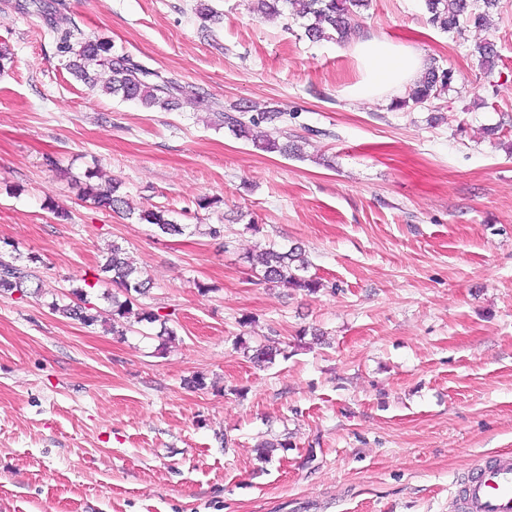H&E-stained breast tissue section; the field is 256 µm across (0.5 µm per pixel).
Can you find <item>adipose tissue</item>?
<instances>
[{
    "instance_id": "1",
    "label": "adipose tissue",
    "mask_w": 512,
    "mask_h": 512,
    "mask_svg": "<svg viewBox=\"0 0 512 512\" xmlns=\"http://www.w3.org/2000/svg\"><path fill=\"white\" fill-rule=\"evenodd\" d=\"M352 53L358 62L359 77L344 92L356 101L374 102L390 89L412 85L424 69L417 53L383 36L356 41Z\"/></svg>"
}]
</instances>
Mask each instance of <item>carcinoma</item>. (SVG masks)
Instances as JSON below:
<instances>
[{"mask_svg": "<svg viewBox=\"0 0 512 512\" xmlns=\"http://www.w3.org/2000/svg\"><path fill=\"white\" fill-rule=\"evenodd\" d=\"M479 1L483 5H477ZM252 3L253 12L261 17L287 12L307 19L305 33L313 42H343L358 24L360 10L368 5V0H252ZM496 3L497 0H425V7L429 13V24L450 33L461 31L464 24L478 28L485 26L487 14L481 7L490 8ZM45 24L57 55L75 56L69 62L70 73L90 87H97L105 94L139 103L148 109L167 110L176 100L189 106L197 102L199 93L193 86L183 84L146 63L135 61L127 54L112 51V44L108 41L87 36L72 19L64 0H54V12L45 18ZM92 65L97 66V72L93 74L88 70ZM453 77L450 69L428 66L418 83L406 90L405 96L398 100L397 106L421 107L432 103L447 91ZM251 111L253 107L249 105L226 108L218 102L214 115L217 125L228 128L236 136L251 140L259 150L290 151V144L281 142V139L288 138V132L284 129L274 127L259 134L254 133V129L262 123H272L282 118V112L263 110L253 115ZM87 179L89 182L83 189L84 199L102 210L131 213L127 209L126 199L117 194V186L112 179L102 178L97 170L88 172ZM139 220L171 236L183 235L189 229V225L178 223L171 211L161 207L141 211ZM246 259L260 281L267 285H281L309 293L316 292L321 286L317 278L309 275L311 263L305 251L298 246L284 249L270 243L258 247ZM102 272L111 274L110 281L117 287V291L110 296L111 318L103 317L88 301L89 291L96 288L94 283L73 289L74 301L68 304L53 301L49 309L88 327L99 322L108 324L114 335L123 336L125 331L143 322L160 323L161 336L174 335L173 329L167 327L166 321L158 313L138 303V297L150 288L151 280L126 256L125 249L112 244ZM33 278L31 267L21 263L20 258L12 256L6 259L0 255V295H39L41 285L33 284ZM278 352L280 349L273 345H259L253 349L251 360L258 365L270 363Z\"/></svg>", "mask_w": 512, "mask_h": 512, "instance_id": "obj_1", "label": "carcinoma"}]
</instances>
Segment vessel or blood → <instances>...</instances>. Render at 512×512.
<instances>
[{
	"label": "vessel or blood",
	"mask_w": 512,
	"mask_h": 512,
	"mask_svg": "<svg viewBox=\"0 0 512 512\" xmlns=\"http://www.w3.org/2000/svg\"><path fill=\"white\" fill-rule=\"evenodd\" d=\"M454 512H512V458L496 456L452 498Z\"/></svg>",
	"instance_id": "b4317fda"
}]
</instances>
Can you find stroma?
<instances>
[{
    "mask_svg": "<svg viewBox=\"0 0 512 512\" xmlns=\"http://www.w3.org/2000/svg\"><path fill=\"white\" fill-rule=\"evenodd\" d=\"M66 3L199 99L146 109L93 89L31 0H0V240L37 256L44 288L0 296V512H449L458 483L512 455V0L458 34L430 26L424 0H371L356 38L454 73L404 110L347 98L350 44L255 17L251 0H212L207 29L196 0ZM486 38L489 75L473 51ZM216 101L287 112L298 155L213 127ZM94 168L135 210L223 237L95 208ZM113 242L173 337L50 311ZM270 242L305 249L321 288L261 283L245 257ZM270 338L285 353L256 367L244 349ZM196 374L204 389L186 386ZM264 436L288 442L268 462ZM138 216L142 223L155 226L156 231L162 234L183 235L190 228L188 224H179L170 210L161 207L142 210Z\"/></svg>",
    "mask_w": 512,
    "mask_h": 512,
    "instance_id": "35a3bbf8",
    "label": "stroma"
}]
</instances>
